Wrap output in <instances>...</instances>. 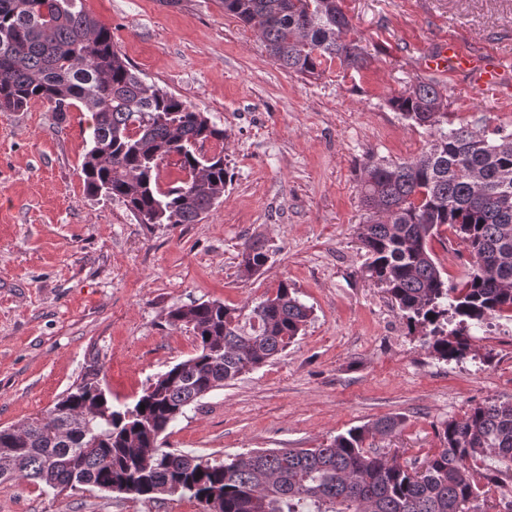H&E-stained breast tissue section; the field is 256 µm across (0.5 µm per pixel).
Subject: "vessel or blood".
I'll use <instances>...</instances> for the list:
<instances>
[{
    "mask_svg": "<svg viewBox=\"0 0 512 512\" xmlns=\"http://www.w3.org/2000/svg\"><path fill=\"white\" fill-rule=\"evenodd\" d=\"M427 65L436 72L468 76L480 86L512 88V69L505 67L497 55H472L452 39L441 43L439 49L429 57Z\"/></svg>",
    "mask_w": 512,
    "mask_h": 512,
    "instance_id": "obj_1",
    "label": "vessel or blood"
}]
</instances>
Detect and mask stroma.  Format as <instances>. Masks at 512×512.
<instances>
[{
	"label": "stroma",
	"instance_id": "obj_1",
	"mask_svg": "<svg viewBox=\"0 0 512 512\" xmlns=\"http://www.w3.org/2000/svg\"><path fill=\"white\" fill-rule=\"evenodd\" d=\"M147 83L180 96L227 135L234 178L195 224H141L116 200L84 190L92 142L83 108L36 102L0 112V427L53 407L84 376L114 405L192 357V331L172 308L219 301L250 308L288 282L311 307L304 331L258 369L227 382L166 432L169 447L209 460L268 448H316L384 416H401V464L439 446L435 428L476 404L512 401V319L476 331L469 354L437 359L409 334L389 295L363 273L358 165L365 153L416 157L429 133L386 104L437 79L453 125L512 129V94L463 75L434 76L425 59L442 38L512 57V0H343L373 59L361 72L288 73L259 34L219 0H83ZM271 259L244 278L245 240ZM429 247L449 285L470 258L453 229ZM0 512H202L178 494L135 499L92 487L0 488Z\"/></svg>",
	"mask_w": 512,
	"mask_h": 512
}]
</instances>
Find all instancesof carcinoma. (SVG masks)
Wrapping results in <instances>:
<instances>
[{"label": "carcinoma", "mask_w": 512, "mask_h": 512, "mask_svg": "<svg viewBox=\"0 0 512 512\" xmlns=\"http://www.w3.org/2000/svg\"><path fill=\"white\" fill-rule=\"evenodd\" d=\"M224 12L260 34L270 58L303 77L337 62L359 71L369 57L340 0H221ZM82 0H0V112L48 102L92 112L84 156L91 197L122 202L142 224H196L231 183L220 153L198 145L224 129L171 92L146 85L118 51L112 31ZM388 106L430 131L418 157L359 163L358 239L366 275L390 296L411 333L435 357L459 361L470 331L512 315V130L448 126L447 93L416 80ZM176 158L185 179L166 190L159 162ZM452 228L471 260L469 279L450 287L429 241ZM270 260L260 240L241 252L243 276ZM311 310L282 281L246 318L221 302L169 312L191 325V358L158 375L131 406L112 404L95 382L70 387L53 408L18 431L0 429V486L42 483L57 494L92 486L153 500L186 495L203 512H483V486L500 489L512 512V401H486L440 424L426 470L386 465L372 440L399 416L355 427L320 448H281L209 461L167 448L162 435L188 407L285 351ZM490 467L483 468L485 460Z\"/></svg>", "instance_id": "1"}]
</instances>
